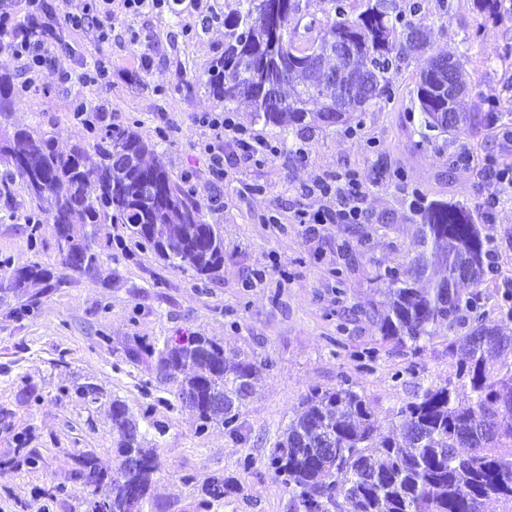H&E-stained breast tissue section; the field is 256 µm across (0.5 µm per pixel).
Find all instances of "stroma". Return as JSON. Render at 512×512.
<instances>
[{
  "mask_svg": "<svg viewBox=\"0 0 512 512\" xmlns=\"http://www.w3.org/2000/svg\"><path fill=\"white\" fill-rule=\"evenodd\" d=\"M434 51L460 57L468 90L463 110L481 107L499 121L474 135L423 132L415 98L419 59L399 63L391 95L345 124L305 137L250 119L252 105H233L237 121L276 143L264 164L246 160L224 144V175L207 167L210 136L194 118L222 111L201 75L224 52V15L233 0H208L202 22L193 0L174 12L147 8L126 13L112 5L107 40L94 31H63L66 50L53 55L20 111L0 117V138L15 126L43 124L60 147L91 143L96 131L76 124L73 100L104 104L113 124H128L153 145L172 178L184 184L208 223L224 232V265L211 278L176 269L151 250L126 254L108 247L125 236L120 224L100 226L99 274L40 295L32 312L22 302L0 303V512H88L89 496L71 478V455L93 452L116 463L107 404L87 408L68 388L73 381L101 386L133 412L152 407L151 421L166 432L158 439L164 468L152 512H196L207 477L237 481L236 492L211 512H295L287 486L267 466L269 448L301 409L310 389L348 381L389 423L421 387L454 376L449 332L412 347L383 344L374 317L383 301L376 275L407 264L420 221L413 198L460 204L479 212L498 248L497 278L481 310L486 322L512 336L501 308L512 287V197L487 210L490 191L478 163L512 160V23L479 12L474 0H419ZM192 25L193 38L182 28ZM139 34L131 44L130 31ZM102 56L112 59V82L99 89L57 74H80ZM357 172L365 218L329 224L316 234L296 223L298 208L322 200L305 188ZM29 200L19 183L0 188V259L19 267L37 261L58 266L52 224L30 231L23 217ZM263 281H256L259 269ZM201 333L223 341L227 357L247 355L270 363L241 410L238 435L223 427L198 431L193 413L160 383L148 365L133 361L136 344Z\"/></svg>",
  "mask_w": 512,
  "mask_h": 512,
  "instance_id": "35a3bbf8",
  "label": "stroma"
}]
</instances>
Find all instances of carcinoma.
Listing matches in <instances>:
<instances>
[{
	"mask_svg": "<svg viewBox=\"0 0 512 512\" xmlns=\"http://www.w3.org/2000/svg\"><path fill=\"white\" fill-rule=\"evenodd\" d=\"M263 0H235L224 16V55L207 72L204 85L228 107L239 99L253 106V119L297 135L348 122L389 91L395 62L401 56L427 55L416 81L422 125L428 131L469 134L493 124L495 112L455 113L441 124L436 114L448 111L442 82L452 79L465 90L463 63L449 56L448 70L439 68L427 39V17L421 4H410L412 19H391L386 2L366 4L357 14L335 8L314 38L302 40L301 0H288L282 17L281 63L272 65L269 96L249 75V63L269 56L268 32L259 15ZM478 10L512 21L503 0H475ZM346 37L356 47L348 63L328 65V44ZM338 73L325 83L313 72V61ZM356 85L361 104L347 105L343 89ZM15 86L7 63L0 62V115L15 111ZM152 151L132 128L114 126L86 147L76 143L66 152L56 146L54 132L37 124L17 127L0 145L5 178L19 179L31 204L48 217H66L57 237L60 268L35 261L21 267L0 265V298L27 294L39 285L49 291L75 278H91L98 262L101 224H124L140 246L149 247L174 268H189L208 277L224 265V234L209 224L189 192L172 179L159 160L147 162ZM421 224L405 269L390 268L379 281L387 308L377 312L382 339L399 346L418 345L431 328L447 325L451 353L462 352L457 376L470 385L473 399H456L453 382L430 384L404 403L395 421L381 423L357 391L342 385L313 388L304 410L288 422L268 453L276 477L291 489L296 512H482L486 501L512 504V374L498 376L492 361L512 356V336L500 334L476 313L488 275L496 272L490 248L493 236L482 232L472 211L443 201L419 208ZM471 285L464 294L455 288V271ZM145 356L186 397L203 431L222 425L238 431L241 408L253 390L260 365L247 357L227 363L224 343L194 334L173 343L145 344L134 356ZM74 393L95 405L104 393L90 382L76 384ZM117 468H103L89 452L74 457L71 477L92 493L102 486L109 494L90 500L108 512H145L151 504L155 476L162 470L158 446L148 441L146 419L151 407L136 416L126 404L110 400ZM511 452L503 453L504 447ZM235 486L224 475H211L197 508L206 512Z\"/></svg>",
	"mask_w": 512,
	"mask_h": 512,
	"instance_id": "obj_1",
	"label": "carcinoma"
}]
</instances>
